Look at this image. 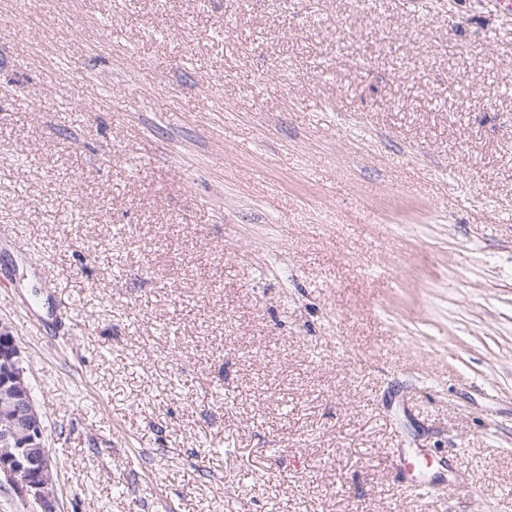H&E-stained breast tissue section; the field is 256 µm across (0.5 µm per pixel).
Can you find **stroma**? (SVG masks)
Segmentation results:
<instances>
[{
    "mask_svg": "<svg viewBox=\"0 0 512 512\" xmlns=\"http://www.w3.org/2000/svg\"><path fill=\"white\" fill-rule=\"evenodd\" d=\"M1 226L58 512H512L496 0H0Z\"/></svg>",
    "mask_w": 512,
    "mask_h": 512,
    "instance_id": "stroma-1",
    "label": "stroma"
}]
</instances>
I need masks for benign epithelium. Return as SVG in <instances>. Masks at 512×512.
Segmentation results:
<instances>
[{
    "label": "benign epithelium",
    "mask_w": 512,
    "mask_h": 512,
    "mask_svg": "<svg viewBox=\"0 0 512 512\" xmlns=\"http://www.w3.org/2000/svg\"><path fill=\"white\" fill-rule=\"evenodd\" d=\"M0 478L32 498L40 512H57L53 463L46 446L43 414L35 404L22 351L10 328L0 325Z\"/></svg>",
    "instance_id": "1"
}]
</instances>
